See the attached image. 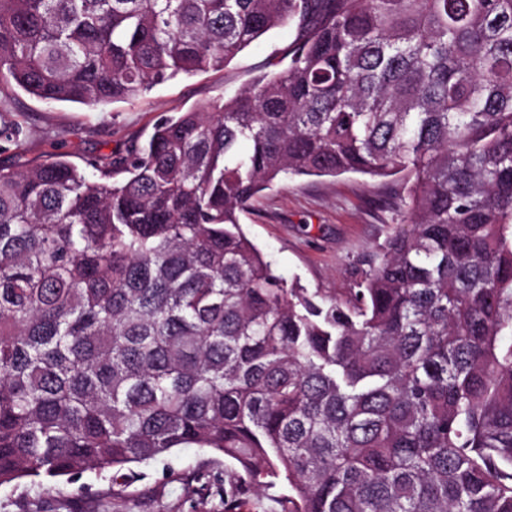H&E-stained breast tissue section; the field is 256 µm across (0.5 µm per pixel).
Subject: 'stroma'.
<instances>
[{
  "label": "stroma",
  "mask_w": 512,
  "mask_h": 512,
  "mask_svg": "<svg viewBox=\"0 0 512 512\" xmlns=\"http://www.w3.org/2000/svg\"><path fill=\"white\" fill-rule=\"evenodd\" d=\"M291 29L274 30L225 69L178 77L127 101L93 106L47 102L0 80V106L22 125V147L0 139V166L27 167L56 155L86 168L108 155L128 156L163 117L198 108L241 90L258 71L287 52ZM398 177L360 174L305 177L275 185L255 199L241 224L263 256L287 281L328 298L346 299L362 261L381 248L388 231L404 223ZM223 473V458L185 448L146 468L122 499L112 496L111 473L89 471L34 494L22 481L0 487V512H215L214 486L186 482L196 468Z\"/></svg>",
  "instance_id": "35a3bbf8"
}]
</instances>
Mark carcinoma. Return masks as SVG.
I'll list each match as a JSON object with an SVG mask.
<instances>
[{
    "instance_id": "1",
    "label": "carcinoma",
    "mask_w": 512,
    "mask_h": 512,
    "mask_svg": "<svg viewBox=\"0 0 512 512\" xmlns=\"http://www.w3.org/2000/svg\"><path fill=\"white\" fill-rule=\"evenodd\" d=\"M288 27V62L100 176L0 166V486L183 448L262 512H512V0H0V79L134 98ZM0 137L22 129L0 109ZM404 180L348 300L241 214L295 176Z\"/></svg>"
}]
</instances>
